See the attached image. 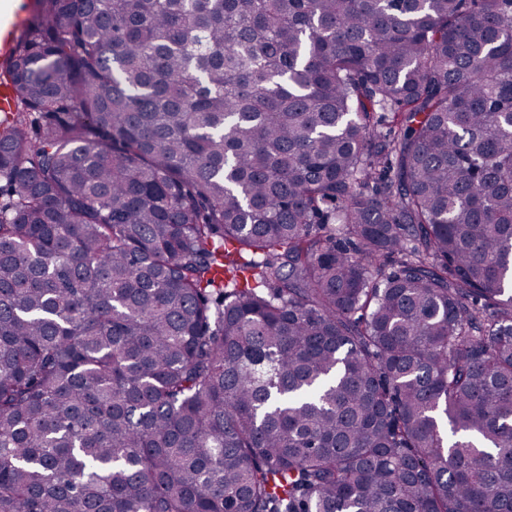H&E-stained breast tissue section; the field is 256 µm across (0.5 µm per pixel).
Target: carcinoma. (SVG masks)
Instances as JSON below:
<instances>
[{"label": "carcinoma", "instance_id": "1", "mask_svg": "<svg viewBox=\"0 0 512 512\" xmlns=\"http://www.w3.org/2000/svg\"><path fill=\"white\" fill-rule=\"evenodd\" d=\"M8 72L0 512H512V0H35Z\"/></svg>", "mask_w": 512, "mask_h": 512}]
</instances>
